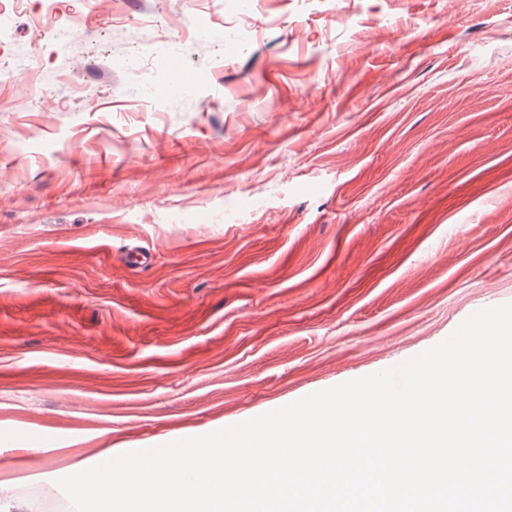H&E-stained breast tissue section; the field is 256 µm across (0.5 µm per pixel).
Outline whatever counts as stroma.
Returning <instances> with one entry per match:
<instances>
[{"label": "stroma", "instance_id": "35a3bbf8", "mask_svg": "<svg viewBox=\"0 0 512 512\" xmlns=\"http://www.w3.org/2000/svg\"><path fill=\"white\" fill-rule=\"evenodd\" d=\"M44 2L0 18L11 512L512 302V0Z\"/></svg>", "mask_w": 512, "mask_h": 512}]
</instances>
